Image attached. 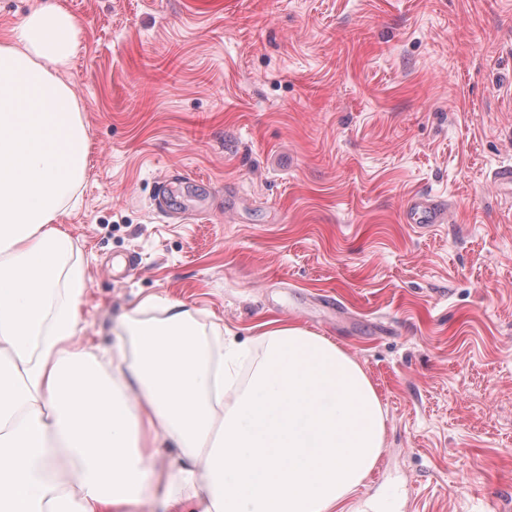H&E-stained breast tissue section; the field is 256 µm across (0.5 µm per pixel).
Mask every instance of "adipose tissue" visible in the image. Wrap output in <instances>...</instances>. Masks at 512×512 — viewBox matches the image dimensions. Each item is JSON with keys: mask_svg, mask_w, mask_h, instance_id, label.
Here are the masks:
<instances>
[{"mask_svg": "<svg viewBox=\"0 0 512 512\" xmlns=\"http://www.w3.org/2000/svg\"><path fill=\"white\" fill-rule=\"evenodd\" d=\"M80 23L34 0L0 42V512H127L158 448L181 464L165 512H342L377 466L386 422L362 367L329 337L272 319L245 388L236 343L212 347L180 301L148 296L98 361L82 348L85 268L56 223L89 167L60 72Z\"/></svg>", "mask_w": 512, "mask_h": 512, "instance_id": "adipose-tissue-1", "label": "adipose tissue"}]
</instances>
